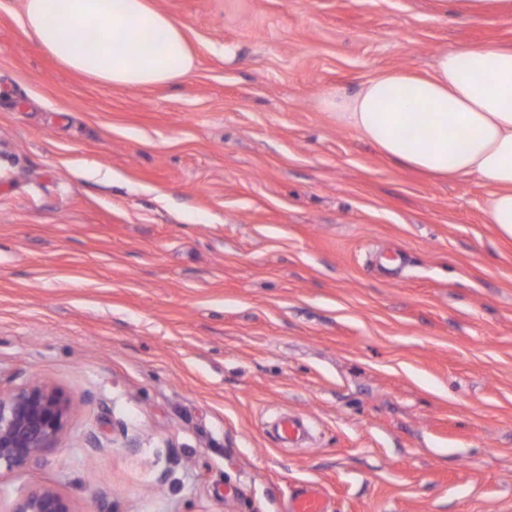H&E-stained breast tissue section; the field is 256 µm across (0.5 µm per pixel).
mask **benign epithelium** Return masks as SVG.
Here are the masks:
<instances>
[{
    "instance_id": "obj_1",
    "label": "benign epithelium",
    "mask_w": 512,
    "mask_h": 512,
    "mask_svg": "<svg viewBox=\"0 0 512 512\" xmlns=\"http://www.w3.org/2000/svg\"><path fill=\"white\" fill-rule=\"evenodd\" d=\"M68 404L56 389L33 380L0 396V472L38 459L62 433ZM12 512H72L55 489L40 486L19 499Z\"/></svg>"
}]
</instances>
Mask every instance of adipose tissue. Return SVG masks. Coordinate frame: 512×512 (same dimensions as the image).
Returning a JSON list of instances; mask_svg holds the SVG:
<instances>
[{
	"mask_svg": "<svg viewBox=\"0 0 512 512\" xmlns=\"http://www.w3.org/2000/svg\"><path fill=\"white\" fill-rule=\"evenodd\" d=\"M22 23L60 64L112 87L170 83L196 67L183 26L151 0H24ZM321 106L397 165L478 176L490 223L512 238L511 43L463 46L439 55L433 75L391 70Z\"/></svg>",
	"mask_w": 512,
	"mask_h": 512,
	"instance_id": "adipose-tissue-1",
	"label": "adipose tissue"
}]
</instances>
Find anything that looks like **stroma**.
Here are the masks:
<instances>
[{
    "label": "stroma",
    "instance_id": "1",
    "mask_svg": "<svg viewBox=\"0 0 512 512\" xmlns=\"http://www.w3.org/2000/svg\"><path fill=\"white\" fill-rule=\"evenodd\" d=\"M0 0V394L69 401L0 474L72 512H512V240L319 106L512 42L452 0H151L190 77L112 87ZM303 417L305 440L270 434ZM326 500L315 488H302L288 499L287 512H327Z\"/></svg>",
    "mask_w": 512,
    "mask_h": 512
}]
</instances>
